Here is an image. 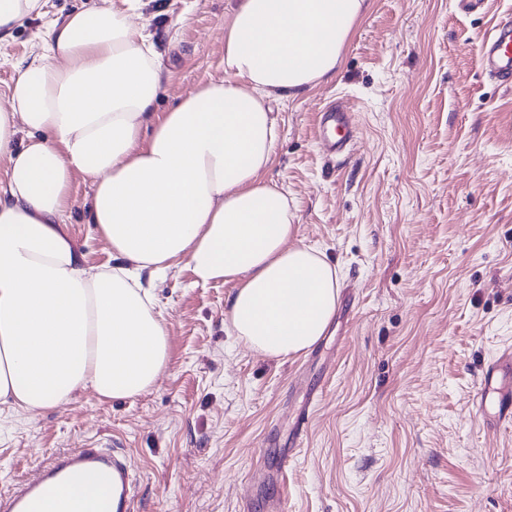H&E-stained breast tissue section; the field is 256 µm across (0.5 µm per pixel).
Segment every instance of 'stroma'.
Returning <instances> with one entry per match:
<instances>
[{
    "instance_id": "obj_1",
    "label": "stroma",
    "mask_w": 512,
    "mask_h": 512,
    "mask_svg": "<svg viewBox=\"0 0 512 512\" xmlns=\"http://www.w3.org/2000/svg\"><path fill=\"white\" fill-rule=\"evenodd\" d=\"M92 3L42 0L0 43V96L47 25ZM233 3L142 0L166 71L157 111L223 77ZM509 14L512 0L470 13L370 0L333 77L270 98L279 136L261 177L287 190L297 241L340 278L317 344L280 359L248 349L226 324L232 284H195L174 262L154 286L166 372L131 399L88 389L36 413L0 406V495L54 452L97 444L137 472V512H239L257 464L251 512L280 493L288 512H512V429H483L473 406L485 366L512 346V87L484 75L476 49ZM346 101L358 137L335 156L312 124ZM90 194L75 176L67 229L88 265H107Z\"/></svg>"
}]
</instances>
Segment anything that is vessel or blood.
<instances>
[{
  "label": "vessel or blood",
  "instance_id": "1",
  "mask_svg": "<svg viewBox=\"0 0 512 512\" xmlns=\"http://www.w3.org/2000/svg\"><path fill=\"white\" fill-rule=\"evenodd\" d=\"M484 72L496 82L512 85V19L500 21L478 43ZM315 133L322 146L342 153L354 134L349 106L321 112ZM475 405L484 427L512 426V348L501 351L485 369ZM71 488L75 498L86 489L98 490L91 512H135L136 477L123 456L108 448H74L41 464L34 479L0 498V512H43L46 498L59 486Z\"/></svg>",
  "mask_w": 512,
  "mask_h": 512
}]
</instances>
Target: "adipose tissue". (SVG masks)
I'll list each match as a JSON object with an SVG mask.
<instances>
[{"label": "adipose tissue", "instance_id": "adipose-tissue-1", "mask_svg": "<svg viewBox=\"0 0 512 512\" xmlns=\"http://www.w3.org/2000/svg\"><path fill=\"white\" fill-rule=\"evenodd\" d=\"M141 8L119 0L52 22L0 100V404L40 411L87 388L111 400L153 387L169 361L153 283L179 259L195 284L233 283L228 326L267 356L308 350L336 314V267L295 243L287 194L258 174L278 140L269 96L334 76L367 0H238L224 77L161 114L164 68ZM78 174L112 250L102 267L67 233Z\"/></svg>", "mask_w": 512, "mask_h": 512}]
</instances>
